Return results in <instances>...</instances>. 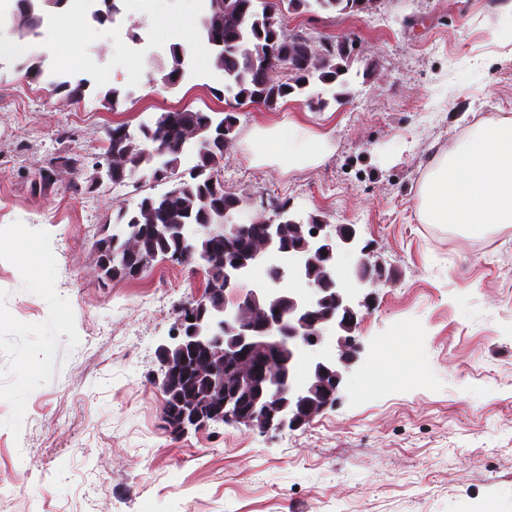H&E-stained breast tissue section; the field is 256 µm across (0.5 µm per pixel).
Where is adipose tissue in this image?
<instances>
[{
    "label": "adipose tissue",
    "mask_w": 512,
    "mask_h": 512,
    "mask_svg": "<svg viewBox=\"0 0 512 512\" xmlns=\"http://www.w3.org/2000/svg\"><path fill=\"white\" fill-rule=\"evenodd\" d=\"M326 132L288 121L255 124L251 160L289 171L319 161ZM419 216L425 224H455L480 233L492 224H512V118L489 115L476 122L454 150L428 171Z\"/></svg>",
    "instance_id": "1"
}]
</instances>
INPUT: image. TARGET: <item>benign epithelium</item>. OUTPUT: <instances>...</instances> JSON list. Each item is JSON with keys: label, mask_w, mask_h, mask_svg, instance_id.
I'll return each mask as SVG.
<instances>
[{"label": "benign epithelium", "mask_w": 512, "mask_h": 512, "mask_svg": "<svg viewBox=\"0 0 512 512\" xmlns=\"http://www.w3.org/2000/svg\"><path fill=\"white\" fill-rule=\"evenodd\" d=\"M270 75L296 73L297 64L281 51L277 41L269 49ZM293 214L281 210L275 215L260 216L249 224L237 217L227 224H206L192 232L207 233L224 245V289L210 288L207 293L184 306L170 341L160 344L156 352L165 358L179 353L193 358V367L212 375L211 382L224 387L219 403L188 396L171 409L176 433L186 435L200 431L211 423L231 422L261 433L296 430L316 415L336 405L344 385V377L359 359L361 345L356 337L340 335L346 324L359 326L361 304L344 285L346 272L338 261L339 253L359 254V264L367 275L358 282L370 288L385 279L383 270L371 266L368 247L361 245L356 232L340 240L325 233V225H309V235L295 250V265L288 269L272 260L281 250L278 219H291ZM327 255H322V252ZM322 260L327 266L324 283H307L304 294L288 284L301 282L304 267ZM269 269V277L260 288L243 291L240 282L257 265ZM261 294H279L286 306L260 309L254 299ZM224 297V327L234 333L230 345L224 347V370L210 368L207 361L216 337L200 334L194 318L215 297ZM336 343L332 355L322 353L328 340Z\"/></svg>", "instance_id": "1"}]
</instances>
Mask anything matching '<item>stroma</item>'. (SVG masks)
<instances>
[{
    "mask_svg": "<svg viewBox=\"0 0 512 512\" xmlns=\"http://www.w3.org/2000/svg\"><path fill=\"white\" fill-rule=\"evenodd\" d=\"M114 24L84 18L80 57L51 54L0 24V512H512V225L479 235L425 224L417 205L432 157L512 101V0H378L358 15L289 16L314 39L360 45L346 95H292L238 111L220 162L240 222L273 201L353 225L385 271L356 332L359 361L340 399L298 430L214 423L181 439L162 428L157 346L205 286L201 264L157 259L102 281L93 243L151 182L71 192L48 159L84 156L82 179L119 123L235 103L212 66L162 80L171 23L203 0H120ZM88 79L68 102L22 69ZM123 97L104 99L110 88ZM222 89L214 97L213 89ZM327 131L316 164H251L266 115Z\"/></svg>",
    "mask_w": 512,
    "mask_h": 512,
    "instance_id": "1",
    "label": "stroma"
}]
</instances>
